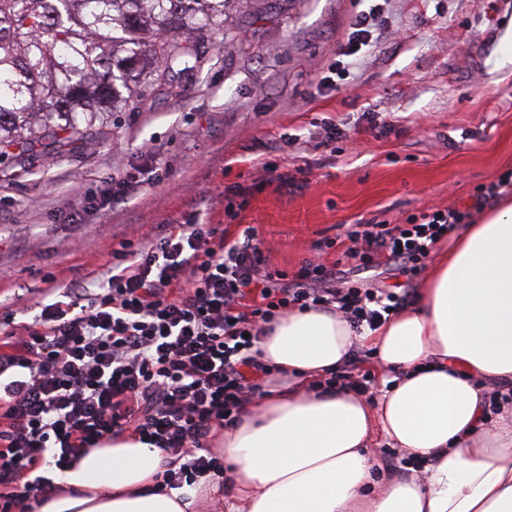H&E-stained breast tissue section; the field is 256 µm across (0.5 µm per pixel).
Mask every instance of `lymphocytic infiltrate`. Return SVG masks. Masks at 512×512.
<instances>
[{"label":"lymphocytic infiltrate","mask_w":512,"mask_h":512,"mask_svg":"<svg viewBox=\"0 0 512 512\" xmlns=\"http://www.w3.org/2000/svg\"><path fill=\"white\" fill-rule=\"evenodd\" d=\"M363 2L332 66L341 79L383 11L380 0ZM467 217L436 208L398 224H351L344 256L359 271L391 263L408 274ZM268 249L252 227L231 240L220 224H166L111 249L97 287L70 283L33 322H0V512H34L54 489L43 465L70 466L125 434L170 455L158 490L223 477L210 440L273 374L257 347L268 324L320 307L358 331L408 303L314 260L293 273L270 268Z\"/></svg>","instance_id":"1"}]
</instances>
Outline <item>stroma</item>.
<instances>
[{
    "instance_id": "1",
    "label": "stroma",
    "mask_w": 512,
    "mask_h": 512,
    "mask_svg": "<svg viewBox=\"0 0 512 512\" xmlns=\"http://www.w3.org/2000/svg\"><path fill=\"white\" fill-rule=\"evenodd\" d=\"M355 0H231L207 64L177 94L134 87L103 131L59 153L0 159V318L31 321L107 251L197 216L254 227L270 264L342 261L345 225L435 208L478 223L483 185L512 172V0H387L381 34L328 83ZM342 132L328 141L326 127ZM132 176L134 196L86 210L87 188ZM241 186L236 220L222 194Z\"/></svg>"
}]
</instances>
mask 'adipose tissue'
Wrapping results in <instances>:
<instances>
[{"instance_id": "1", "label": "adipose tissue", "mask_w": 512, "mask_h": 512, "mask_svg": "<svg viewBox=\"0 0 512 512\" xmlns=\"http://www.w3.org/2000/svg\"><path fill=\"white\" fill-rule=\"evenodd\" d=\"M359 339L320 308L278 318L259 343L283 369L220 440L223 483L164 493L161 451L103 441L56 472L38 512H512V407L484 423L488 383L512 380V199L462 229L438 256L415 304L366 339L392 371L375 398L316 380ZM411 459L386 470L373 437Z\"/></svg>"}]
</instances>
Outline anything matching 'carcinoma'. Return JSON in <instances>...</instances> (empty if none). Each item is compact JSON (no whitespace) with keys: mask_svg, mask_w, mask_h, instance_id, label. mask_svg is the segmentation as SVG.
Masks as SVG:
<instances>
[{"mask_svg":"<svg viewBox=\"0 0 512 512\" xmlns=\"http://www.w3.org/2000/svg\"><path fill=\"white\" fill-rule=\"evenodd\" d=\"M226 0H0V158L55 151L124 110L162 67L197 71L191 35L224 30Z\"/></svg>","mask_w":512,"mask_h":512,"instance_id":"obj_1","label":"carcinoma"}]
</instances>
